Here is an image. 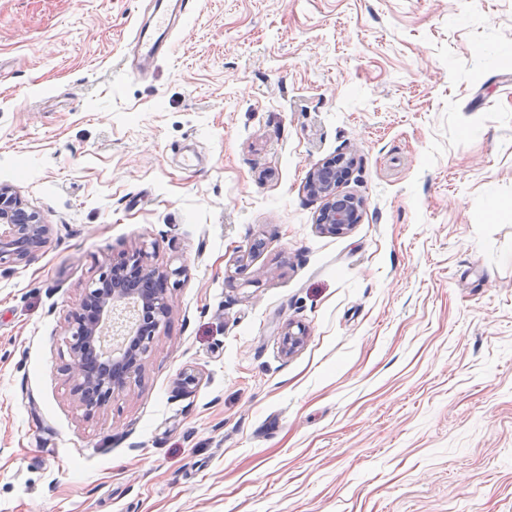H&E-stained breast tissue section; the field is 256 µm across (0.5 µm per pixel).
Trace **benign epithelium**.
I'll return each instance as SVG.
<instances>
[{"instance_id":"benign-epithelium-1","label":"benign epithelium","mask_w":512,"mask_h":512,"mask_svg":"<svg viewBox=\"0 0 512 512\" xmlns=\"http://www.w3.org/2000/svg\"><path fill=\"white\" fill-rule=\"evenodd\" d=\"M344 177L345 168L334 161L309 171L306 189L322 202L316 224L324 232H343L360 221L363 200L336 192ZM52 232V225L27 208L16 188L0 185V265L25 261ZM144 258L140 250L118 258L105 256L98 278L87 285L70 314L65 371L73 381V393L89 413L106 408L114 393L127 389L141 375L142 354L172 315L174 301L167 284L178 270L149 266ZM306 336L304 327L288 322L281 331L283 352L298 351Z\"/></svg>"}]
</instances>
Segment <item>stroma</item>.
<instances>
[{"instance_id": "35a3bbf8", "label": "stroma", "mask_w": 512, "mask_h": 512, "mask_svg": "<svg viewBox=\"0 0 512 512\" xmlns=\"http://www.w3.org/2000/svg\"><path fill=\"white\" fill-rule=\"evenodd\" d=\"M144 9L0 0V184L54 228L0 266V512H512V0H194L137 77ZM138 248L175 310L89 415L67 319ZM344 177L345 168L336 164V161L317 164L309 171L306 189L310 196L322 202L316 224L324 232H343L360 221L363 200L351 194L336 192ZM282 348L286 355L298 351L305 343L307 332L300 324L288 321L281 331Z\"/></svg>"}]
</instances>
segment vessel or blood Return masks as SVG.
<instances>
[{"mask_svg": "<svg viewBox=\"0 0 512 512\" xmlns=\"http://www.w3.org/2000/svg\"><path fill=\"white\" fill-rule=\"evenodd\" d=\"M190 9V0H160L149 22L136 27L133 33L131 46L135 56L147 63L165 58L170 49V32Z\"/></svg>", "mask_w": 512, "mask_h": 512, "instance_id": "obj_1", "label": "vessel or blood"}]
</instances>
